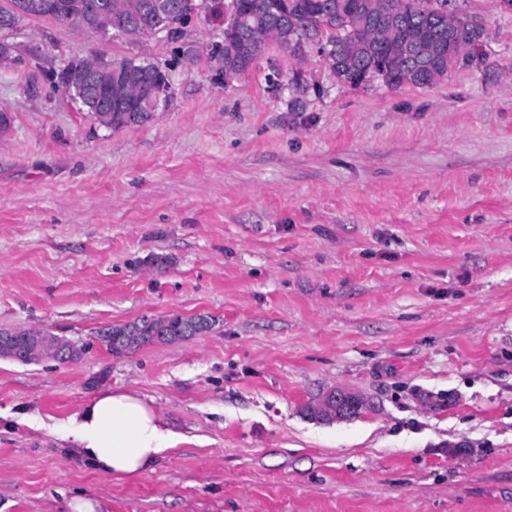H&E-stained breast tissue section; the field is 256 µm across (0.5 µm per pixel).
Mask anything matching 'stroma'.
Here are the masks:
<instances>
[{"instance_id":"obj_1","label":"stroma","mask_w":512,"mask_h":512,"mask_svg":"<svg viewBox=\"0 0 512 512\" xmlns=\"http://www.w3.org/2000/svg\"><path fill=\"white\" fill-rule=\"evenodd\" d=\"M455 7L490 66L428 89L342 85L275 48L228 88L204 15L192 62L24 22L15 42L58 65L171 63L175 95L112 131L35 61L0 69V329L81 349L0 359V512H512V11ZM273 62L306 91L272 88ZM171 314L213 325L121 355L97 336ZM337 387L361 414L307 415ZM103 389L193 443L135 478L94 470L54 427Z\"/></svg>"}]
</instances>
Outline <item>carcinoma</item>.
I'll use <instances>...</instances> for the list:
<instances>
[{"label": "carcinoma", "mask_w": 512, "mask_h": 512, "mask_svg": "<svg viewBox=\"0 0 512 512\" xmlns=\"http://www.w3.org/2000/svg\"><path fill=\"white\" fill-rule=\"evenodd\" d=\"M152 0H122L121 11H113V0H3L0 3V56L18 61V44L10 41L21 23L30 18L53 20L68 26L97 16L91 33L103 40L121 37L137 41L144 37L179 42L186 60L196 55L187 39L192 14L180 8L182 0H168L169 10L150 14ZM197 12L224 17V43L218 45L224 62L239 76L272 46L294 59L303 53L286 46V38L303 46L317 47L328 56L336 80L352 87L381 81L392 88L425 89L462 66L457 55L481 44L484 26L458 29L445 11L448 0H269L264 14L251 9V0H195ZM105 71L145 70L164 84H171L168 71L139 54L106 56L95 53L75 57L58 69L42 64L51 84L70 81L67 98L87 113L100 128L119 130L151 122L156 113L132 109L140 103L131 91L125 102L106 109L107 94L93 86L95 67ZM213 319L206 315L141 317L122 326L98 331L100 336L154 337L171 343L177 336L208 331Z\"/></svg>", "instance_id": "cac0c4a2"}]
</instances>
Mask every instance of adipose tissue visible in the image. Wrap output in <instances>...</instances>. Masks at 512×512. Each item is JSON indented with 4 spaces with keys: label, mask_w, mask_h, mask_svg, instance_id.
<instances>
[{
    "label": "adipose tissue",
    "mask_w": 512,
    "mask_h": 512,
    "mask_svg": "<svg viewBox=\"0 0 512 512\" xmlns=\"http://www.w3.org/2000/svg\"><path fill=\"white\" fill-rule=\"evenodd\" d=\"M56 431L94 469L118 479L146 471L188 440L146 397L109 389L81 404Z\"/></svg>",
    "instance_id": "obj_1"
}]
</instances>
